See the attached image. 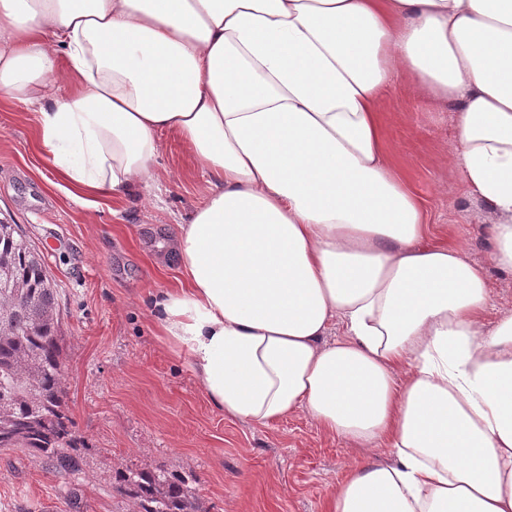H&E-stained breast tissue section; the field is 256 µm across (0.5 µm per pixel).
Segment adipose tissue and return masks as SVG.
I'll return each mask as SVG.
<instances>
[{
    "label": "adipose tissue",
    "mask_w": 512,
    "mask_h": 512,
    "mask_svg": "<svg viewBox=\"0 0 512 512\" xmlns=\"http://www.w3.org/2000/svg\"><path fill=\"white\" fill-rule=\"evenodd\" d=\"M400 69L455 105L512 271V0H0V99L35 107L74 196L149 187L163 132L202 172L173 242L187 285L153 306L209 402L388 440L334 512H512V316L485 328L484 267L425 245L385 160L374 105Z\"/></svg>",
    "instance_id": "ef3b65f1"
}]
</instances>
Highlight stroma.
<instances>
[{"instance_id":"stroma-1","label":"stroma","mask_w":512,"mask_h":512,"mask_svg":"<svg viewBox=\"0 0 512 512\" xmlns=\"http://www.w3.org/2000/svg\"><path fill=\"white\" fill-rule=\"evenodd\" d=\"M375 108L391 169L430 215L429 243L486 267V324L512 314V272L490 259L492 214L464 191L453 109L403 72ZM37 139L34 108L0 100V219L20 225L57 292L65 402L85 465L73 504L44 462L0 450V512H131L114 483L126 468L187 476L202 512H333L348 470L389 459L386 446L349 444L302 409L270 425L225 416L204 396L190 355L173 354L160 334L149 299L183 285L169 245L203 200L187 147L161 137L159 206L140 193L83 204Z\"/></svg>"}]
</instances>
